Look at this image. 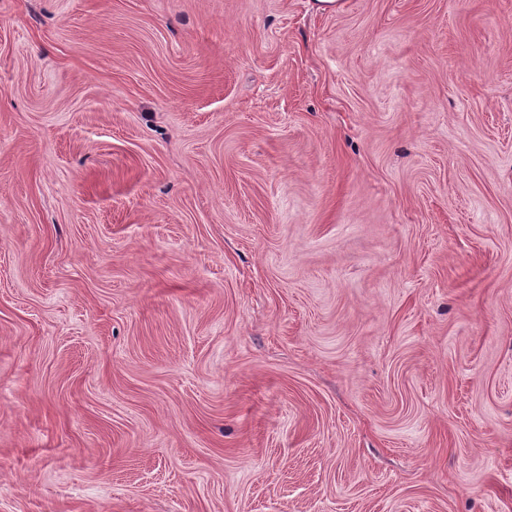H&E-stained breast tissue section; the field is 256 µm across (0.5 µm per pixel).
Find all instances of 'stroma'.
I'll return each instance as SVG.
<instances>
[{
    "mask_svg": "<svg viewBox=\"0 0 512 512\" xmlns=\"http://www.w3.org/2000/svg\"><path fill=\"white\" fill-rule=\"evenodd\" d=\"M0 512H512V0H0Z\"/></svg>",
    "mask_w": 512,
    "mask_h": 512,
    "instance_id": "obj_1",
    "label": "stroma"
}]
</instances>
